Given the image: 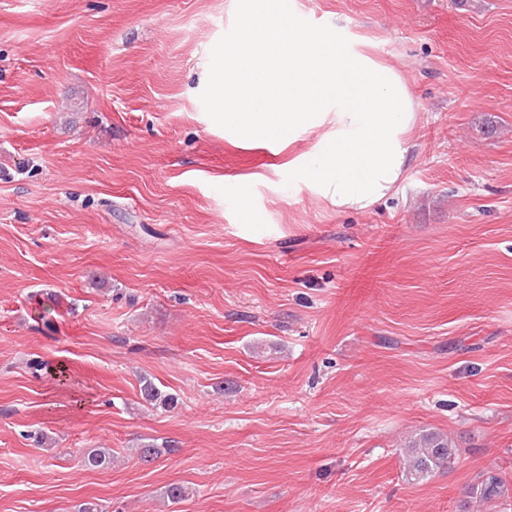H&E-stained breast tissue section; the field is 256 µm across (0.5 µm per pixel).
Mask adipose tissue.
Listing matches in <instances>:
<instances>
[{
	"instance_id": "ef3b65f1",
	"label": "adipose tissue",
	"mask_w": 512,
	"mask_h": 512,
	"mask_svg": "<svg viewBox=\"0 0 512 512\" xmlns=\"http://www.w3.org/2000/svg\"><path fill=\"white\" fill-rule=\"evenodd\" d=\"M220 55L212 84L236 147H284L319 130L287 165L339 209H367L402 178L417 104L395 69L277 0H243L238 37Z\"/></svg>"
}]
</instances>
